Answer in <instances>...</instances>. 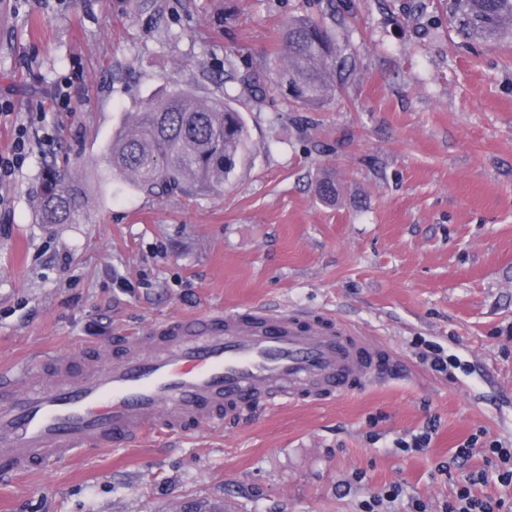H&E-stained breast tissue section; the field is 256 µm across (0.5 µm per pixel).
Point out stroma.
Here are the masks:
<instances>
[{
	"label": "stroma",
	"mask_w": 512,
	"mask_h": 512,
	"mask_svg": "<svg viewBox=\"0 0 512 512\" xmlns=\"http://www.w3.org/2000/svg\"><path fill=\"white\" fill-rule=\"evenodd\" d=\"M414 2L336 0L349 70L297 112L242 78L265 77L282 25L319 0H0V155L22 124L30 147L0 181V368L254 305L349 323L395 357L389 384L318 408L0 477V512H361L393 484L405 495L381 512H441L486 467L455 460L459 444L512 448V41L463 42L445 18L414 21ZM175 81L244 113L250 160L221 193L146 195L104 159ZM50 164L87 186L82 223H35ZM325 173L332 203L315 193ZM421 339L460 360L453 376L422 363ZM430 422V447L403 452Z\"/></svg>",
	"instance_id": "obj_1"
}]
</instances>
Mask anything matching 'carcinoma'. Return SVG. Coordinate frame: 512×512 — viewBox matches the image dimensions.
I'll list each match as a JSON object with an SVG mask.
<instances>
[{
	"label": "carcinoma",
	"instance_id": "carcinoma-1",
	"mask_svg": "<svg viewBox=\"0 0 512 512\" xmlns=\"http://www.w3.org/2000/svg\"><path fill=\"white\" fill-rule=\"evenodd\" d=\"M332 6V0H325L318 16L284 24L283 55L273 59L267 75L288 90L291 103L301 110L322 103L346 66V48L326 26ZM442 7L448 27L464 41L512 36V0H443ZM248 147L245 118L229 93L201 100L176 85L145 102L135 120L112 135L106 158L112 175L144 194L215 193L244 163ZM87 202L81 184L52 166L37 196L35 221L79 224Z\"/></svg>",
	"mask_w": 512,
	"mask_h": 512
}]
</instances>
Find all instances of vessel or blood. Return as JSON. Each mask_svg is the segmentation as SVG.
<instances>
[{
	"mask_svg": "<svg viewBox=\"0 0 512 512\" xmlns=\"http://www.w3.org/2000/svg\"><path fill=\"white\" fill-rule=\"evenodd\" d=\"M389 350L285 310L175 317L121 345L0 371V472L25 473L141 432L186 435L257 408L316 405L376 383Z\"/></svg>",
	"mask_w": 512,
	"mask_h": 512,
	"instance_id": "b4317fda",
	"label": "vessel or blood"
}]
</instances>
